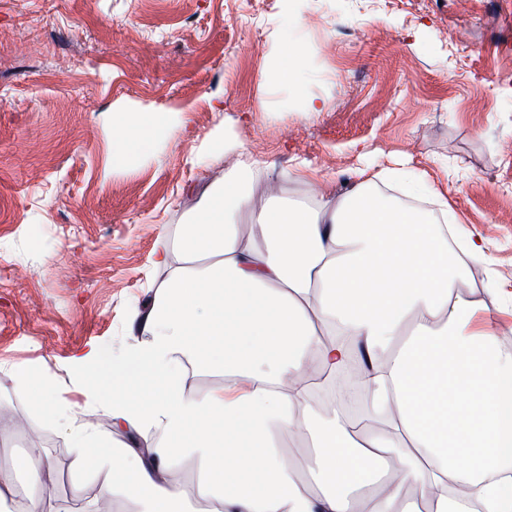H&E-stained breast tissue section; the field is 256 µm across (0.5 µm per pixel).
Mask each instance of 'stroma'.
Here are the masks:
<instances>
[{"label":"stroma","instance_id":"1","mask_svg":"<svg viewBox=\"0 0 512 512\" xmlns=\"http://www.w3.org/2000/svg\"><path fill=\"white\" fill-rule=\"evenodd\" d=\"M299 76L269 75L274 50ZM319 112L288 111L297 94ZM165 112L137 162L112 165V115ZM303 198L357 170L381 187L424 178L485 259L459 291L498 310L512 353V0H0V450L51 467L47 512L100 487L69 434L92 423L79 362L131 347L136 311L168 276L157 265L181 224L239 175L215 128ZM49 379L51 419L17 371ZM299 59L297 55L286 47L275 59L271 74L275 81L288 83L295 77L297 70L299 69Z\"/></svg>","mask_w":512,"mask_h":512}]
</instances>
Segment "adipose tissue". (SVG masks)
Here are the masks:
<instances>
[{
	"label": "adipose tissue",
	"instance_id": "adipose-tissue-1",
	"mask_svg": "<svg viewBox=\"0 0 512 512\" xmlns=\"http://www.w3.org/2000/svg\"><path fill=\"white\" fill-rule=\"evenodd\" d=\"M160 123L114 113L113 157L143 153ZM178 249L179 266L157 257L171 277L137 317L146 343L81 357L113 436L71 439L82 469L109 471L101 498L139 512H512V354L476 325L489 305L456 292L483 258L475 240L449 248L447 225L362 175L294 201L231 177ZM339 327L349 343L331 340ZM360 350L371 409L396 412L365 439L340 407L312 412L304 382ZM188 366L221 385L187 388ZM143 428L161 433L147 452L116 443ZM294 430L309 456L283 450Z\"/></svg>",
	"mask_w": 512,
	"mask_h": 512
}]
</instances>
